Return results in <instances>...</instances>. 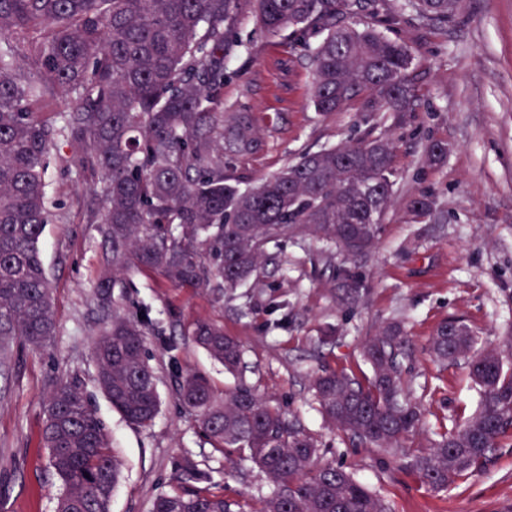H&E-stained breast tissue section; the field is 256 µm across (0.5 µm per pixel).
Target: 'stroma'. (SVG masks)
<instances>
[{
	"instance_id": "35a3bbf8",
	"label": "stroma",
	"mask_w": 512,
	"mask_h": 512,
	"mask_svg": "<svg viewBox=\"0 0 512 512\" xmlns=\"http://www.w3.org/2000/svg\"><path fill=\"white\" fill-rule=\"evenodd\" d=\"M465 17L457 26L421 27L403 18L392 27L415 56L417 109L404 127L390 130L399 176L367 260L369 292L353 310L334 302L332 271L318 260L324 245L309 237L268 247L262 287L249 284L227 294L175 286L139 268L114 289L113 307H102L96 284L105 244L98 224L88 219L97 187L74 144L59 138L46 176L57 219L41 237L57 329L43 348L15 343L13 363L0 372V512H55L58 482L41 429L42 401L57 382L75 384L89 396L123 460L110 512H149L157 495L176 489L172 463L182 456L210 472L225 496L257 507L271 483L237 452L214 450L176 399L180 369L204 373L220 391L242 382L256 388L318 438L321 462L351 472L392 512H512V446L496 449L481 474L437 493L393 455L352 444L328 428L310 389L324 367L368 377L363 340L386 322H402L410 344L409 392L426 409L424 428L406 444L412 453L455 417L471 414L478 400L464 365H442L428 354L434 327L463 317L489 347L512 333V0H467ZM239 37L250 48L227 63L224 109L247 103L264 142L240 162L248 182L381 122V113L365 114L358 100L337 112H316L308 61L294 56L287 33L260 35L248 18ZM433 140L448 144L447 157L436 163L426 153ZM422 193L431 196L436 214L417 221L407 206ZM116 310L149 314L161 329L146 338L162 401L146 428L126 422L96 382L92 340ZM199 320L223 324L225 334L240 341L242 370L227 372L185 339Z\"/></svg>"
}]
</instances>
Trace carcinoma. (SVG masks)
<instances>
[{
	"instance_id": "cac0c4a2",
	"label": "carcinoma",
	"mask_w": 512,
	"mask_h": 512,
	"mask_svg": "<svg viewBox=\"0 0 512 512\" xmlns=\"http://www.w3.org/2000/svg\"><path fill=\"white\" fill-rule=\"evenodd\" d=\"M0 0V362L10 340L40 348L56 333L52 288L40 255L44 226L56 219L46 201V171L60 136L80 151L97 179L108 245L97 284L110 300L119 276L150 268L173 285L234 289L257 278L266 247L296 235L342 256L333 265L336 300L359 304L366 265L350 242L371 252L396 184L395 146L368 131L338 147L305 152L258 185L242 187L240 158L262 141L242 104L224 112L226 61L244 43L243 19L275 36L290 30L312 67L310 100L329 114L363 98V111L405 124L416 95L409 47L381 29L406 16L422 26L460 19L465 0ZM320 36L316 45L309 37ZM25 44L28 66L18 64ZM71 110L55 120L54 91ZM433 201H410L418 218ZM149 324L112 314L93 341L97 382L126 421L149 427L160 412L156 375L145 353ZM187 338L236 371L243 350L224 326L198 321ZM407 336L390 321L365 339L372 376L341 372L314 378L326 421L353 440L395 453L420 428L424 408L404 392ZM434 361L464 363L478 386L476 410L444 431L406 466L435 492L480 471L502 439L512 438V336L479 346L459 318L429 337ZM176 394L214 449L234 448L267 476L271 493L257 512H388L380 496L341 467L319 462L315 437L244 382L219 396L200 372L176 375ZM42 438L60 493L56 512H109L121 460L89 397L57 383L43 402ZM179 488L157 496L151 512H242L224 491L199 488L210 477L183 457Z\"/></svg>"
}]
</instances>
